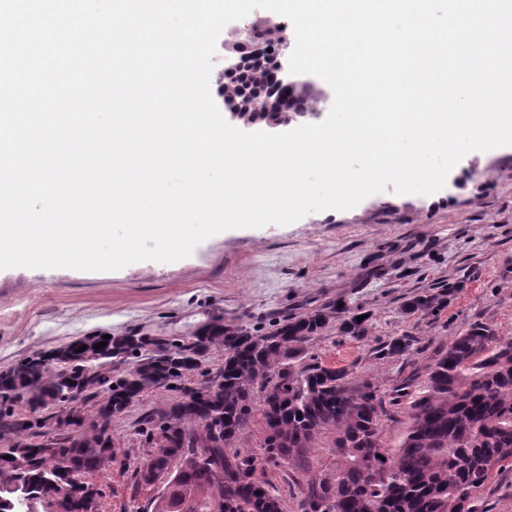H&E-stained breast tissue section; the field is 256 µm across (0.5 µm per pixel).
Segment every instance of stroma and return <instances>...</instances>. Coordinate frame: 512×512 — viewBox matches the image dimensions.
Listing matches in <instances>:
<instances>
[{"label": "stroma", "instance_id": "1", "mask_svg": "<svg viewBox=\"0 0 512 512\" xmlns=\"http://www.w3.org/2000/svg\"><path fill=\"white\" fill-rule=\"evenodd\" d=\"M451 287L429 315H406L405 298ZM340 301L371 315V341L328 329L310 345L326 363L353 365L382 391L425 368L452 336L483 322L512 338V146L469 152L430 195L385 190L349 210L310 213L288 225L218 233L191 256L141 261L118 271L0 270V367L99 333L189 337L217 319L264 326ZM415 336L412 363L377 360L371 344ZM140 448H118L93 477L102 512H137L151 498L133 491ZM330 439L310 450L284 498L297 512L307 480L334 471Z\"/></svg>", "mask_w": 512, "mask_h": 512}]
</instances>
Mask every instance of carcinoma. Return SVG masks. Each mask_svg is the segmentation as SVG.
I'll return each instance as SVG.
<instances>
[{
  "instance_id": "1",
  "label": "carcinoma",
  "mask_w": 512,
  "mask_h": 512,
  "mask_svg": "<svg viewBox=\"0 0 512 512\" xmlns=\"http://www.w3.org/2000/svg\"><path fill=\"white\" fill-rule=\"evenodd\" d=\"M285 95L288 111L257 112L255 123L287 125L323 103L312 79ZM444 303V293H425L403 310L432 314ZM361 315L329 303L284 316L267 332L216 320L184 340L94 334L1 367L0 512H101L91 476L120 447L112 420L161 391L174 396L137 429L144 462L160 475L151 512H287L280 489L257 471L284 459L305 469L308 451L327 434L336 471L307 482L300 512H486L476 493L493 471L512 470V339L474 322L438 352L426 385L415 388L411 373L385 394L370 378L354 379V365L309 353L332 326L343 339H368L371 314ZM416 343L391 336L374 355L408 361ZM215 351L224 361L197 382ZM130 355V367H112ZM257 413L260 448L234 447ZM404 413L409 425L391 446L385 428ZM73 478L81 485L65 503L61 491Z\"/></svg>"
}]
</instances>
